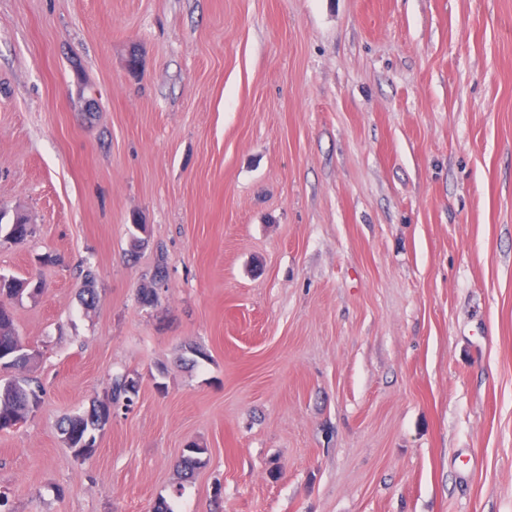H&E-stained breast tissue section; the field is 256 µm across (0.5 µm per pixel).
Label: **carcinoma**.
Returning <instances> with one entry per match:
<instances>
[{
	"mask_svg": "<svg viewBox=\"0 0 512 512\" xmlns=\"http://www.w3.org/2000/svg\"><path fill=\"white\" fill-rule=\"evenodd\" d=\"M25 293H33L32 282L15 277L0 276V360L12 362L15 368H25L36 358L33 350L22 348V341L16 333L12 312L3 308L1 299H14ZM135 381L127 376L112 379L111 401L94 407L86 415L64 417L60 420L58 428L65 442L69 446L77 447L87 441L96 443L95 432L104 429L112 411L118 404L129 407L133 403L130 392L134 390ZM30 415V396L27 394L15 376L6 374L0 377V430L24 422ZM206 449L197 443L187 446L182 452L178 468L180 474L190 478L195 471L204 464L202 455Z\"/></svg>",
	"mask_w": 512,
	"mask_h": 512,
	"instance_id": "obj_1",
	"label": "carcinoma"
}]
</instances>
